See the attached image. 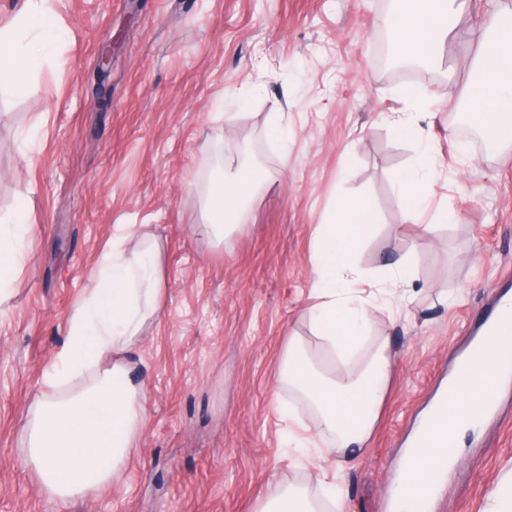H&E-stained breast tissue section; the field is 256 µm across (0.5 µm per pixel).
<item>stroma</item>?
<instances>
[{
  "instance_id": "35a3bbf8",
  "label": "stroma",
  "mask_w": 512,
  "mask_h": 512,
  "mask_svg": "<svg viewBox=\"0 0 512 512\" xmlns=\"http://www.w3.org/2000/svg\"><path fill=\"white\" fill-rule=\"evenodd\" d=\"M68 63L45 65L21 97L0 94V217L29 201L33 258L0 304V512H259L271 485H337L348 512H390L416 420L448 382L496 301L512 292V146L448 136L476 78L472 23L512 21V0H467L439 63L406 77L381 64L379 18L392 0H53ZM112 48V106L95 99ZM426 99L437 176L420 219L395 183L416 151L386 122L407 84ZM233 113L215 116L216 107ZM260 146L257 190L215 248L197 230L211 182ZM379 221L357 254L368 270L400 257L415 293L374 313L390 343L386 398L365 453L319 451L294 465L289 433L313 435L306 400L279 381L292 336L332 373L304 320L318 230L340 200ZM453 222L432 224L440 212ZM165 244L166 294L137 353L147 423L115 486L59 505L20 458L30 401L64 342L66 320L117 225ZM512 382L481 431L464 435L431 512L512 503Z\"/></svg>"
}]
</instances>
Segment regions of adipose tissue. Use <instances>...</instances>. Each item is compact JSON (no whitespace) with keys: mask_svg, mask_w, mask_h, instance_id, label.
Listing matches in <instances>:
<instances>
[{"mask_svg":"<svg viewBox=\"0 0 512 512\" xmlns=\"http://www.w3.org/2000/svg\"><path fill=\"white\" fill-rule=\"evenodd\" d=\"M466 0H403L398 13L386 20L390 40L404 57L434 58L448 39V17L463 11ZM481 47L480 78L467 94L468 112L488 126L499 142L512 143V79H503L487 55L512 60V28L485 37L472 26ZM64 29L50 0H24L12 23L0 28V86L24 95L45 63L64 65L59 52ZM434 163L422 148L414 164L397 183L410 214L427 205L432 191ZM255 186L252 175L238 171L213 184L206 203L204 233L223 242L226 229L238 225L245 201ZM377 214L369 201L340 203L328 224L322 225L316 253L315 289L320 303L305 315L327 352L347 363L340 381L317 375L308 365L300 344L289 341L282 362L284 383L309 404L318 434L331 437L333 453L344 459L360 456L368 442L376 408L385 392L390 371V345L373 333V312L391 309L393 287L406 281L405 259L387 264L373 283L355 263ZM27 205L19 203L8 222L0 224V300L18 285L20 264L31 257L24 234ZM163 243L143 232L135 246L124 235L113 236L90 277L86 296L67 318V341L33 396L22 427L21 452L43 490L64 503L95 494L116 482L146 425L147 392L135 363V352L149 322L159 312L164 295ZM501 337L482 346V357L465 379L457 400L449 403L436 432L424 437L427 448L416 462V479L403 490L411 502L435 467L438 449L449 464L467 430L465 421L480 400L479 379H490L500 355ZM343 512L345 496L335 490L330 499L312 497L296 486H271L263 512Z\"/></svg>","mask_w":512,"mask_h":512,"instance_id":"ef3b65f1","label":"adipose tissue"}]
</instances>
